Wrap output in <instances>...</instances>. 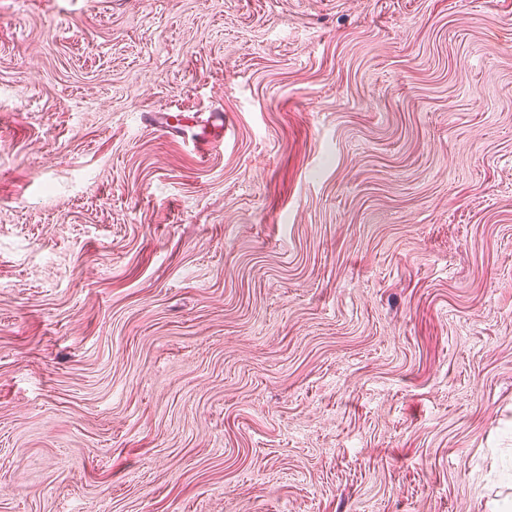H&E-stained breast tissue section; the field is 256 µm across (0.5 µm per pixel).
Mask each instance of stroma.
I'll use <instances>...</instances> for the list:
<instances>
[{
	"mask_svg": "<svg viewBox=\"0 0 512 512\" xmlns=\"http://www.w3.org/2000/svg\"><path fill=\"white\" fill-rule=\"evenodd\" d=\"M497 448L512 0H0V512H488ZM157 114L158 115L144 113L141 115V121H153L165 132H181L182 137L188 142H191L193 147L202 154H205L218 143L224 141V120L222 118L218 117L211 121L210 131L206 132L202 130L201 133H192L189 135L188 132L182 129L181 119L178 114L174 115L168 112H160Z\"/></svg>",
	"mask_w": 512,
	"mask_h": 512,
	"instance_id": "1",
	"label": "stroma"
}]
</instances>
